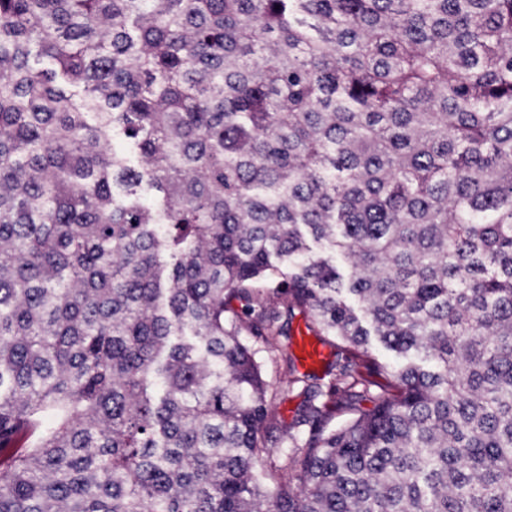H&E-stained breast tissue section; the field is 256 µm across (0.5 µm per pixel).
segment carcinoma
Listing matches in <instances>:
<instances>
[{
  "mask_svg": "<svg viewBox=\"0 0 512 512\" xmlns=\"http://www.w3.org/2000/svg\"><path fill=\"white\" fill-rule=\"evenodd\" d=\"M0 512H512V0H0ZM296 340L301 365L306 369H315L319 367L326 357L325 347L312 341L308 336H304L302 332H300ZM267 380L274 390H277L276 412L284 428L290 426L296 416V412L303 401L302 386L286 387L282 384L279 374L272 365L267 367Z\"/></svg>",
  "mask_w": 512,
  "mask_h": 512,
  "instance_id": "cac0c4a2",
  "label": "carcinoma"
}]
</instances>
